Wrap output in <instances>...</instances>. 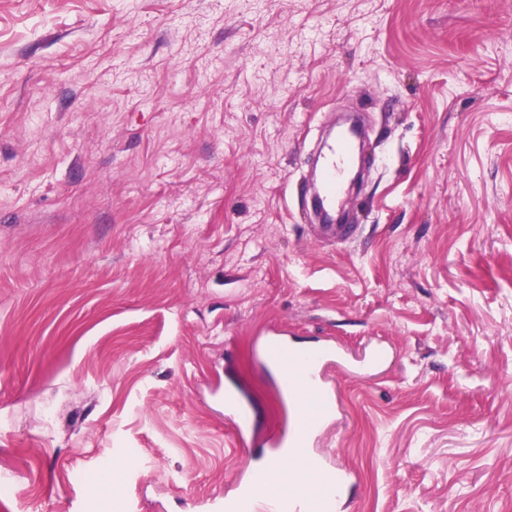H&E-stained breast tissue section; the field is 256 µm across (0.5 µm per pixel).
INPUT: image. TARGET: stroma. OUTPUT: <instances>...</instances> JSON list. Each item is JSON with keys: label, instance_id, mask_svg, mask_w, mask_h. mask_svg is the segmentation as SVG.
<instances>
[{"label": "stroma", "instance_id": "35a3bbf8", "mask_svg": "<svg viewBox=\"0 0 512 512\" xmlns=\"http://www.w3.org/2000/svg\"><path fill=\"white\" fill-rule=\"evenodd\" d=\"M276 337L334 351L337 512H512V0H0V512L234 497ZM358 134L354 131L340 133L335 139L323 143L319 154L321 178L319 204L324 212L341 209L348 191V170L357 159Z\"/></svg>", "mask_w": 512, "mask_h": 512}]
</instances>
